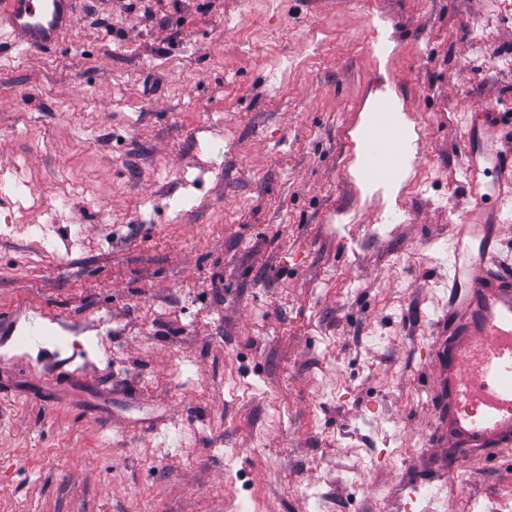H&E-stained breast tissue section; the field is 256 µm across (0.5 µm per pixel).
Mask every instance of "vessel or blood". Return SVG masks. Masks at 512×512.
<instances>
[{
    "instance_id": "vessel-or-blood-1",
    "label": "vessel or blood",
    "mask_w": 512,
    "mask_h": 512,
    "mask_svg": "<svg viewBox=\"0 0 512 512\" xmlns=\"http://www.w3.org/2000/svg\"><path fill=\"white\" fill-rule=\"evenodd\" d=\"M74 0H0L4 22L23 50L49 49L76 23ZM499 126L488 116L467 130L462 177L472 207L448 255V343L438 350V394L448 445L460 463L512 446V272L493 267L502 225L512 222V153L488 159Z\"/></svg>"
}]
</instances>
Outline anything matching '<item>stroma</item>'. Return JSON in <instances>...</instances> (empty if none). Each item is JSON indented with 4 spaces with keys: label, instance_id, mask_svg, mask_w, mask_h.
<instances>
[{
    "label": "stroma",
    "instance_id": "obj_1",
    "mask_svg": "<svg viewBox=\"0 0 512 512\" xmlns=\"http://www.w3.org/2000/svg\"><path fill=\"white\" fill-rule=\"evenodd\" d=\"M75 10L48 50L0 24V169L98 195L39 265L44 213L0 198V512H512V457L460 468L436 388L462 129L512 113V0ZM379 102L414 135L371 181Z\"/></svg>",
    "mask_w": 512,
    "mask_h": 512
}]
</instances>
